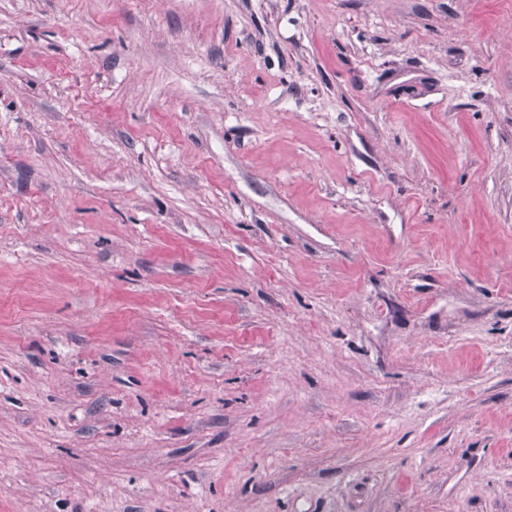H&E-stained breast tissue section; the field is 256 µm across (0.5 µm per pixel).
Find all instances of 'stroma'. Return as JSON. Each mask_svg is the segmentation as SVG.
Returning a JSON list of instances; mask_svg holds the SVG:
<instances>
[{
	"instance_id": "35a3bbf8",
	"label": "stroma",
	"mask_w": 512,
	"mask_h": 512,
	"mask_svg": "<svg viewBox=\"0 0 512 512\" xmlns=\"http://www.w3.org/2000/svg\"><path fill=\"white\" fill-rule=\"evenodd\" d=\"M0 512H512V0H0Z\"/></svg>"
}]
</instances>
